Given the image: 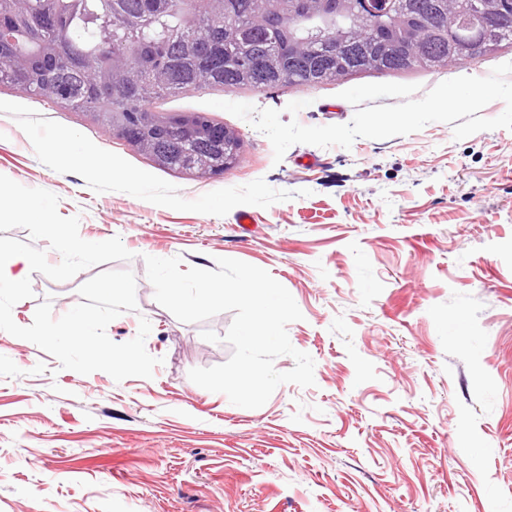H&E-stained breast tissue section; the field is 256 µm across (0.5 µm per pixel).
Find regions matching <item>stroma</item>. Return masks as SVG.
<instances>
[{
    "mask_svg": "<svg viewBox=\"0 0 512 512\" xmlns=\"http://www.w3.org/2000/svg\"><path fill=\"white\" fill-rule=\"evenodd\" d=\"M506 62L507 42L460 69L159 102L238 132V163L211 179L159 169L88 113L0 87V192L46 207L41 224L0 215L1 244L43 256L0 296V512H512V130L457 141L432 122L348 149L296 144L277 163L264 134L214 106L345 124V89L425 93ZM71 136L81 153L61 151ZM64 238L76 250L61 252ZM148 255L266 270L303 314L287 332L313 358L314 386L282 384L246 409L193 383L191 369L230 358L233 315L178 320L154 298ZM103 278L112 295L95 290ZM72 312L138 367L58 347L45 326Z\"/></svg>",
    "mask_w": 512,
    "mask_h": 512,
    "instance_id": "35a3bbf8",
    "label": "stroma"
}]
</instances>
